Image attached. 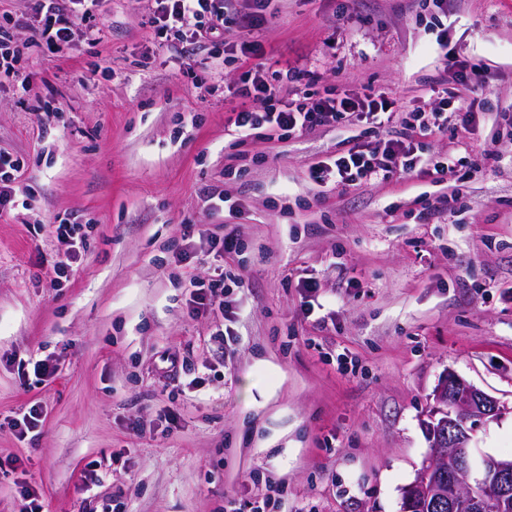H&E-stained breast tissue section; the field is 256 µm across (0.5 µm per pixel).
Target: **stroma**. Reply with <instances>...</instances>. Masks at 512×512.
Listing matches in <instances>:
<instances>
[{"label":"stroma","instance_id":"obj_1","mask_svg":"<svg viewBox=\"0 0 512 512\" xmlns=\"http://www.w3.org/2000/svg\"><path fill=\"white\" fill-rule=\"evenodd\" d=\"M274 8L255 34V0H228L223 45L194 37L173 56L140 0H107L100 43L22 50L40 109L0 83V151L21 157L31 193L0 215V512H23L20 480L44 512H224L281 490L290 512H402L450 371L501 402L475 441L512 457V0ZM255 36L265 73L319 77L284 95L371 92L400 114L430 112L446 67L481 61L475 123L430 134L421 157L494 161L462 185L402 174L342 189L308 169L358 125L237 145L239 45ZM205 64L221 73L211 91L188 76ZM69 214L92 225L79 273L57 281L40 261ZM191 224L234 230L241 251L186 254ZM219 267L244 280L228 325L187 310L190 277ZM31 357L57 376L20 377ZM36 403L44 422L18 440L7 423Z\"/></svg>","mask_w":512,"mask_h":512}]
</instances>
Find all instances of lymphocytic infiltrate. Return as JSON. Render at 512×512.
Segmentation results:
<instances>
[{"instance_id":"obj_1","label":"lymphocytic infiltrate","mask_w":512,"mask_h":512,"mask_svg":"<svg viewBox=\"0 0 512 512\" xmlns=\"http://www.w3.org/2000/svg\"><path fill=\"white\" fill-rule=\"evenodd\" d=\"M105 0H33L29 12L7 17L0 28V78L17 81L22 90H29L31 80L19 66L20 53L12 48L15 30L27 31L26 45H42L53 54L69 46L76 33H83L90 43H98L100 30L96 24ZM149 24L166 45L182 40L186 33L215 41L224 34L231 19L224 10V0H149ZM236 94L249 103L237 112L233 125L240 139L258 135L289 138L316 127L333 126L350 119L372 123L378 115L392 113L394 103L382 95L355 97L335 89L309 102L304 99H283L277 84L262 70L242 81ZM264 101L263 110L251 109L253 101ZM475 118L468 106L448 107L447 103L431 111V119L417 124L402 121L396 135L384 139L382 148L372 147L362 139L352 144L330 161L319 162L309 169L312 181L327 180L337 186H360L384 181L398 173H413L422 140L433 132L447 131L451 126H467ZM52 234L63 243L61 251L51 255L48 264L60 277L74 274L82 257L85 235L80 222L67 217H56ZM189 294L191 312L208 310L230 319L232 311L225 295L228 286L223 275L205 280H192Z\"/></svg>"}]
</instances>
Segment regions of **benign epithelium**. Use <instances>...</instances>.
Listing matches in <instances>:
<instances>
[{"label": "benign epithelium", "mask_w": 512, "mask_h": 512, "mask_svg": "<svg viewBox=\"0 0 512 512\" xmlns=\"http://www.w3.org/2000/svg\"><path fill=\"white\" fill-rule=\"evenodd\" d=\"M423 427L433 451L404 490L405 507L448 501V512H512V460L472 446L466 421L498 419L499 401L449 371Z\"/></svg>", "instance_id": "obj_1"}]
</instances>
